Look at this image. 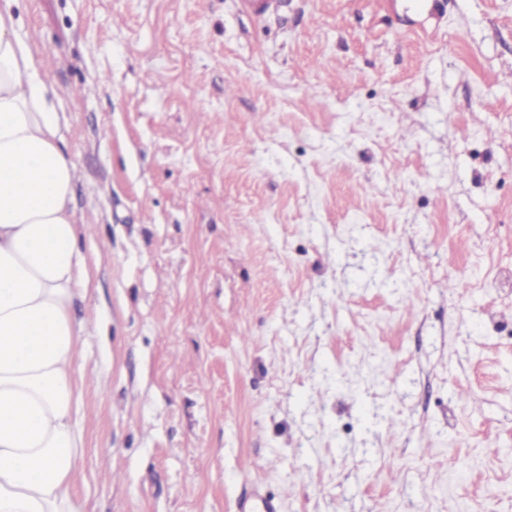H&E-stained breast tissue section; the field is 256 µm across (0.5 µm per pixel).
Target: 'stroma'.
Masks as SVG:
<instances>
[{
  "label": "stroma",
  "mask_w": 512,
  "mask_h": 512,
  "mask_svg": "<svg viewBox=\"0 0 512 512\" xmlns=\"http://www.w3.org/2000/svg\"><path fill=\"white\" fill-rule=\"evenodd\" d=\"M21 32L88 227L85 512H512V0H23ZM237 512H280V503L256 489L250 497L238 502Z\"/></svg>",
  "instance_id": "stroma-1"
}]
</instances>
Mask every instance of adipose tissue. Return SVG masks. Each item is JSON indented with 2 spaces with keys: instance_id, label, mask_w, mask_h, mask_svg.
Returning <instances> with one entry per match:
<instances>
[{
  "instance_id": "1",
  "label": "adipose tissue",
  "mask_w": 512,
  "mask_h": 512,
  "mask_svg": "<svg viewBox=\"0 0 512 512\" xmlns=\"http://www.w3.org/2000/svg\"><path fill=\"white\" fill-rule=\"evenodd\" d=\"M19 11L0 0V512H84L72 486L85 442L71 306L88 290L77 168Z\"/></svg>"
}]
</instances>
